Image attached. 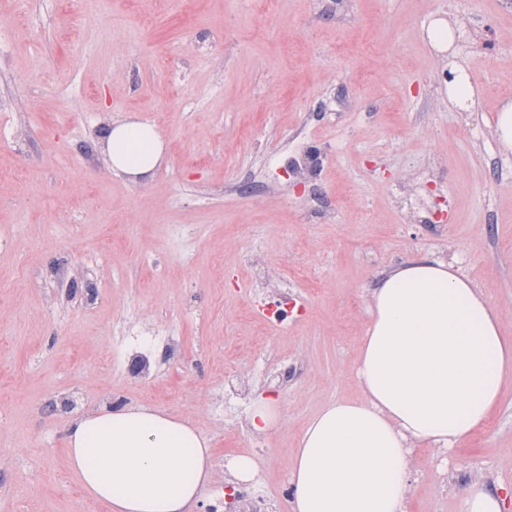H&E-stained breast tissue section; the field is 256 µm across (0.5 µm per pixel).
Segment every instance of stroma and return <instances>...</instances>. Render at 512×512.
<instances>
[{"mask_svg":"<svg viewBox=\"0 0 512 512\" xmlns=\"http://www.w3.org/2000/svg\"><path fill=\"white\" fill-rule=\"evenodd\" d=\"M324 2L0 0V512H106L64 427L134 404L211 441L198 512H224L240 454L269 512H290L296 437L359 397L367 291L402 262H454L512 339V153L493 134L512 0ZM437 18L457 52L430 46ZM452 61L471 111L441 78ZM127 117L166 141L146 184L96 145ZM260 397L279 402L265 433ZM410 470V512H460L474 478L512 491V387ZM277 401L274 399L260 398L253 403L249 425L253 432L264 433L271 429L277 422Z\"/></svg>","mask_w":512,"mask_h":512,"instance_id":"1","label":"stroma"}]
</instances>
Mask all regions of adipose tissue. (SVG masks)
Returning a JSON list of instances; mask_svg holds the SVG:
<instances>
[{
	"instance_id": "1",
	"label": "adipose tissue",
	"mask_w": 512,
	"mask_h": 512,
	"mask_svg": "<svg viewBox=\"0 0 512 512\" xmlns=\"http://www.w3.org/2000/svg\"><path fill=\"white\" fill-rule=\"evenodd\" d=\"M112 174L147 183L164 159L153 125H107ZM359 401L332 402L302 429L288 465L291 512H407L410 449H451L481 429L512 381L501 314L453 263L420 257L370 290ZM67 464L108 512H194L214 479L210 441L145 406L101 408L64 429Z\"/></svg>"
}]
</instances>
